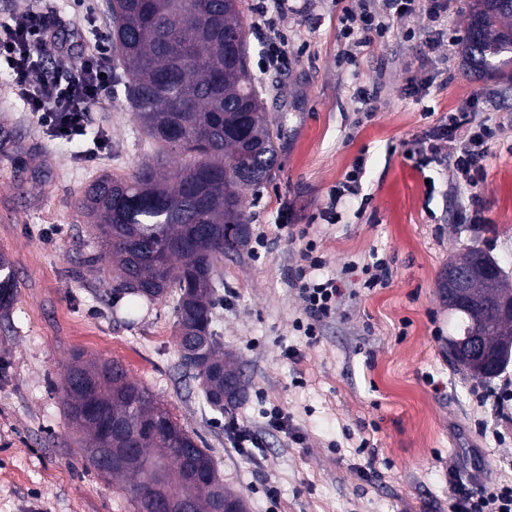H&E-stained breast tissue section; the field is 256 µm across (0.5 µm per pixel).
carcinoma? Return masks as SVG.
I'll list each match as a JSON object with an SVG mask.
<instances>
[{
  "instance_id": "cac0c4a2",
  "label": "carcinoma",
  "mask_w": 512,
  "mask_h": 512,
  "mask_svg": "<svg viewBox=\"0 0 512 512\" xmlns=\"http://www.w3.org/2000/svg\"><path fill=\"white\" fill-rule=\"evenodd\" d=\"M240 3L108 0L112 53L129 102L148 136L188 162L174 173L157 158L129 177L104 174L79 200L117 270L112 294L149 302L175 296L179 365L198 382L206 406L220 414L234 402L237 378L213 326L224 252L238 250L249 235L240 191L270 182L277 162V135L247 62ZM463 53L483 76L495 78L512 67V0H474ZM459 262L482 275L472 285L473 296H512V282L483 250L470 247ZM14 301V268L1 252L0 310ZM449 311L456 318L450 341L481 316L473 302ZM484 344L499 353L495 371L457 361L459 370L480 379L505 371L512 363V318L491 320ZM61 391L95 469L101 466L90 449H134L131 466L108 471L130 479L125 492L134 512H143L153 478L172 498L190 499L194 512L227 506L245 512L197 435L121 363L78 356Z\"/></svg>"
}]
</instances>
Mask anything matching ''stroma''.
Masks as SVG:
<instances>
[{
  "label": "stroma",
  "mask_w": 512,
  "mask_h": 512,
  "mask_svg": "<svg viewBox=\"0 0 512 512\" xmlns=\"http://www.w3.org/2000/svg\"><path fill=\"white\" fill-rule=\"evenodd\" d=\"M255 3L244 0L241 20L280 134L279 168L241 192L251 238L225 255L215 309L242 388L230 412L255 431L254 459L233 448L223 415L181 369L172 299H113L109 259L77 208L99 176L131 175L158 152L122 85L91 114L89 130L106 145L84 162L80 144L37 123L2 65L0 252L14 265L17 297L0 311V512H133L120 481L87 462L60 398L77 353L120 361L155 391L209 449L246 512H448L449 472L512 484V406L495 400L512 388V368L484 380L448 359L449 258L475 245L512 274V82L480 79L463 58L471 0H453L435 23L395 20L351 68L337 63L347 48L337 16L352 0H295L273 33L256 28ZM30 10L60 21L75 50L112 47L105 0H0V25ZM437 27L458 40L432 54ZM277 33L288 39V67L261 70ZM362 89L377 91L376 111H365ZM459 111L496 128L474 187L453 179L448 160L422 173L405 156ZM359 156L371 201L326 223L328 191ZM309 239L323 259L316 277L342 290L313 341L297 327L305 306L289 280ZM374 252L389 266L384 286L345 275ZM275 408L290 433L268 426Z\"/></svg>",
  "instance_id": "35a3bbf8"
}]
</instances>
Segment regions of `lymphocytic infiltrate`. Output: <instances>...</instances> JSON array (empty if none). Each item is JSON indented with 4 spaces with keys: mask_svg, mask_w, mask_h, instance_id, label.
Here are the masks:
<instances>
[{
    "mask_svg": "<svg viewBox=\"0 0 512 512\" xmlns=\"http://www.w3.org/2000/svg\"><path fill=\"white\" fill-rule=\"evenodd\" d=\"M382 11L366 4L343 8L337 18L342 39L366 49L383 39L391 20L404 15H419L436 21L447 14L451 0H382ZM54 56L67 63L64 75L46 74L32 81L39 61ZM0 61L13 71L18 95L27 103L38 123L59 139L85 140L89 116L100 101L101 92L112 83L104 55L74 52L66 40L52 29L46 16L23 12L11 25L0 29ZM495 129L477 120L474 113L457 112L446 125L437 127L426 145L417 150L416 164L427 167L440 153H447L459 182L475 185L483 176V161ZM313 243H306L302 263L294 271L306 305L307 336H317L319 324L332 314L341 290L335 280L314 278L321 267ZM449 512H512V486H478L460 474L448 479Z\"/></svg>",
    "mask_w": 512,
    "mask_h": 512,
    "instance_id": "lymphocytic-infiltrate-1",
    "label": "lymphocytic infiltrate"
}]
</instances>
